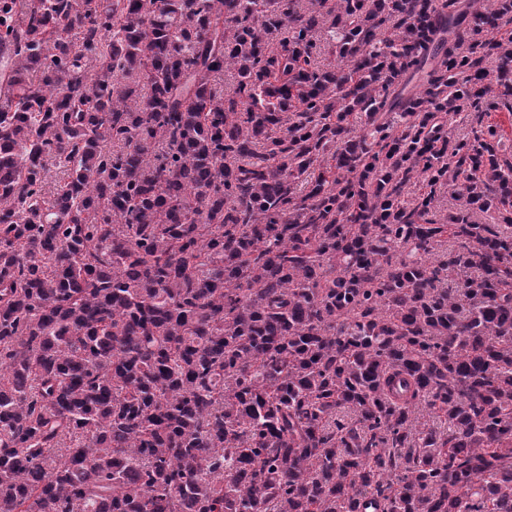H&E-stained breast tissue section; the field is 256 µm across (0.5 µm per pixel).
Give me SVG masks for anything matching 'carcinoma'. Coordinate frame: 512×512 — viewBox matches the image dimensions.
I'll list each match as a JSON object with an SVG mask.
<instances>
[{
  "label": "carcinoma",
  "mask_w": 512,
  "mask_h": 512,
  "mask_svg": "<svg viewBox=\"0 0 512 512\" xmlns=\"http://www.w3.org/2000/svg\"><path fill=\"white\" fill-rule=\"evenodd\" d=\"M510 24L0 0V512H512ZM448 127L455 135L469 132L473 127H479L480 124H498L501 126L504 141L512 145V115L505 108L496 112H459L450 113L447 116Z\"/></svg>",
  "instance_id": "cac0c4a2"
}]
</instances>
